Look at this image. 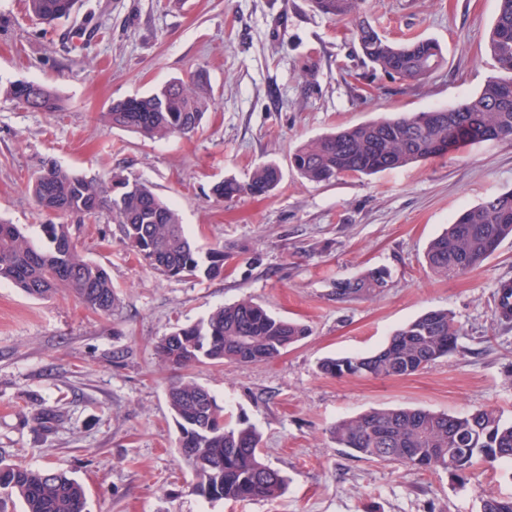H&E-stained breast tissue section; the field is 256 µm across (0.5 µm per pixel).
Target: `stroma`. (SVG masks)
I'll list each match as a JSON object with an SVG mask.
<instances>
[{
	"label": "stroma",
	"mask_w": 512,
	"mask_h": 512,
	"mask_svg": "<svg viewBox=\"0 0 512 512\" xmlns=\"http://www.w3.org/2000/svg\"><path fill=\"white\" fill-rule=\"evenodd\" d=\"M497 10L498 0H367L390 40L442 47V66L407 83L372 72L349 24L310 0H83L50 32L25 0H0V79L39 82L59 99L56 111L33 112L0 96V221L40 240L49 216L29 184L51 157L90 177L145 182L196 245L220 241L226 254L221 276L165 277L104 210L70 231L112 279L111 315L0 280V457L67 471L87 512H481L486 496L512 495V477L482 464L457 476L410 470L345 454L329 434L373 408H493L512 420V327L494 317L498 285L512 282V238L459 279L434 276L425 259L462 210L512 189V139L326 183L288 165L312 137L477 94L497 73L486 49ZM199 70L211 104L197 133L150 141L101 121L112 102ZM269 162L283 173L270 194L212 195ZM372 267L390 273L382 292L337 300V280ZM247 299L308 325V336L268 363H205L190 375L257 429L263 462L288 485L272 501L211 503L191 491L176 452L166 391L179 373L155 344ZM436 309L463 329L449 357L393 379L321 374L323 359L374 351Z\"/></svg>",
	"instance_id": "1"
}]
</instances>
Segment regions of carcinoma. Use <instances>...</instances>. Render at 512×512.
I'll use <instances>...</instances> for the list:
<instances>
[{"instance_id": "cac0c4a2", "label": "carcinoma", "mask_w": 512, "mask_h": 512, "mask_svg": "<svg viewBox=\"0 0 512 512\" xmlns=\"http://www.w3.org/2000/svg\"><path fill=\"white\" fill-rule=\"evenodd\" d=\"M30 13L51 25L67 19L79 0H27ZM499 9L487 43L499 76L490 77L473 97L436 112H401L324 134L299 146L290 165L311 182H330L345 174L372 175L406 167L476 145L512 138V0ZM329 17L351 23L373 68L389 78L420 81L441 65V48L430 40L387 39L363 15L364 0H312ZM6 96L35 112L57 107L55 93L43 84L11 82ZM210 97L202 75L175 81L150 95L112 103L104 122L150 139L196 132ZM273 164L254 168L248 182L224 181L212 188L219 199L241 194L262 196L279 184ZM31 191L50 215L91 218L107 209L124 236L147 264L170 278H213L224 273V245L199 250L186 235L176 210L138 179H102L78 175L55 162L32 178ZM44 244L35 245L15 224L0 222V279L25 294L47 298L63 290L87 308L108 315L115 305L106 270L88 260L72 239L70 225H41ZM512 237V191L464 210L434 238L427 250L430 270L444 279L463 277L480 268L500 244ZM387 284V271L371 268L336 282V299L372 295ZM307 325L277 318L262 306L240 301L214 310L207 319L180 327L159 340V358L176 370L206 362H269L308 335ZM461 329L446 310H431L398 329L388 343L370 354H344L320 363L330 377L365 375L399 378L420 372L458 348ZM178 428L177 453L191 471L192 492L210 502L273 500L287 478L265 464L255 428L232 423L215 397L184 376L167 389ZM331 439L359 457L414 470L441 468L452 474L477 462L497 471L512 468V422L494 409L458 415L424 409H373L342 419ZM0 494L15 496L24 512H85L82 486L63 469H31L0 460ZM481 512H512V497L489 496Z\"/></svg>"}]
</instances>
